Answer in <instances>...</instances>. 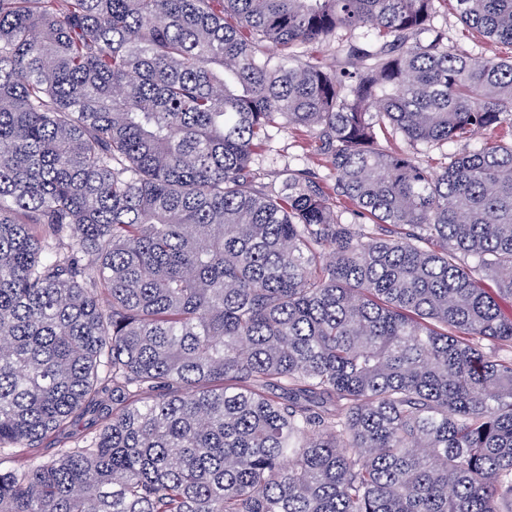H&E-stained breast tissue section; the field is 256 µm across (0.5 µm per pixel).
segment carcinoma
Masks as SVG:
<instances>
[{"instance_id": "carcinoma-1", "label": "carcinoma", "mask_w": 512, "mask_h": 512, "mask_svg": "<svg viewBox=\"0 0 512 512\" xmlns=\"http://www.w3.org/2000/svg\"><path fill=\"white\" fill-rule=\"evenodd\" d=\"M440 2L0 0V512H512V56ZM439 16L436 19V25L445 28L448 31V40L457 43L466 48L476 47L482 50L489 57L505 58L511 56L512 47L509 44L490 41L480 36L475 31L467 28L459 20L458 16L443 3L438 6ZM269 139L262 149L253 155V167L269 182L279 171L290 168L308 167L329 185L335 175L317 152L312 133L305 128H272ZM85 428L86 426L84 421L79 423L68 432L51 435L44 439L38 445V448L31 449L29 455L37 460H48L55 458L58 456V453H60L61 449L73 446L76 439L86 432Z\"/></svg>"}]
</instances>
